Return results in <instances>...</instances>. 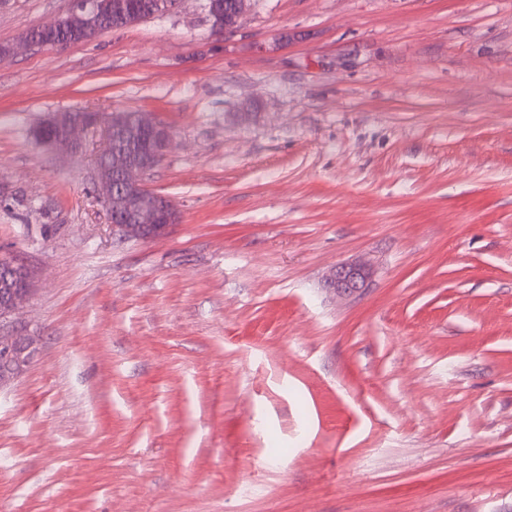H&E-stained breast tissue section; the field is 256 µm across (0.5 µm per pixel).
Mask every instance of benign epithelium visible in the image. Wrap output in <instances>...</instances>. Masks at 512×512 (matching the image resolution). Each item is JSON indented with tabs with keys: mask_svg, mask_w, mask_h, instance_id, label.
Segmentation results:
<instances>
[{
	"mask_svg": "<svg viewBox=\"0 0 512 512\" xmlns=\"http://www.w3.org/2000/svg\"><path fill=\"white\" fill-rule=\"evenodd\" d=\"M250 0H234V16L224 18L222 0H206L205 9L214 36L222 38L233 34L246 13ZM130 4L127 0H71L67 13L56 21L36 28L43 33L70 31L67 38L37 43L31 35H24L20 44L29 48H54L62 51L67 47L85 42L96 33L106 16L130 20ZM139 134L154 143L147 154L132 153L122 156L119 166L121 185L112 183V171L105 166L97 167V192L99 202L112 224V232L121 238L139 236L155 239L168 234L178 222V211L169 198L158 194L144 184V177L159 165L169 144L170 131L162 123L144 115H135ZM101 123V115L86 111L55 112L34 131V138L42 145L70 151L81 149L75 137L76 131L92 128ZM5 271L16 281L18 291L6 302H0V320L16 311L30 296L31 272L27 266L11 259L0 258V272ZM370 277L369 268L361 263H343L336 266L329 278V286L340 294H354L362 290ZM37 353L36 340L13 330L0 327V355L10 362V375L22 373Z\"/></svg>",
	"mask_w": 512,
	"mask_h": 512,
	"instance_id": "benign-epithelium-1",
	"label": "benign epithelium"
}]
</instances>
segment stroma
I'll list each match as a JSON object with an SVG mask.
<instances>
[{
	"label": "stroma",
	"instance_id": "obj_1",
	"mask_svg": "<svg viewBox=\"0 0 512 512\" xmlns=\"http://www.w3.org/2000/svg\"><path fill=\"white\" fill-rule=\"evenodd\" d=\"M204 4L0 59L38 338L0 512H512V0H253L220 40ZM68 8L0 0V44ZM64 110L169 128V234L113 235L105 125L33 137ZM370 277L369 268L361 263H343L336 266L329 278V286L340 294H354L363 290Z\"/></svg>",
	"mask_w": 512,
	"mask_h": 512
}]
</instances>
